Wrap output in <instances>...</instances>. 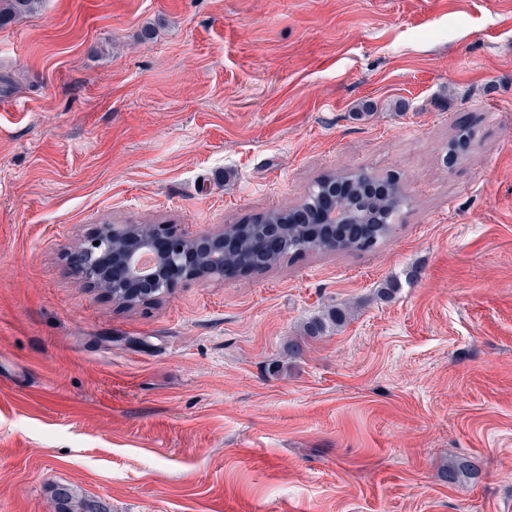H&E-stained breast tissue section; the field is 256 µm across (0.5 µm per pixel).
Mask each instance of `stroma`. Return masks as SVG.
<instances>
[{
  "instance_id": "obj_1",
  "label": "stroma",
  "mask_w": 512,
  "mask_h": 512,
  "mask_svg": "<svg viewBox=\"0 0 512 512\" xmlns=\"http://www.w3.org/2000/svg\"><path fill=\"white\" fill-rule=\"evenodd\" d=\"M0 94V512H512V0H43ZM361 168L411 200L369 251L132 307L69 264ZM51 500L54 512H111L103 501L80 495L70 484L54 485Z\"/></svg>"
}]
</instances>
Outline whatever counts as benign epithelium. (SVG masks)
Wrapping results in <instances>:
<instances>
[{"label": "benign epithelium", "instance_id": "obj_1", "mask_svg": "<svg viewBox=\"0 0 512 512\" xmlns=\"http://www.w3.org/2000/svg\"><path fill=\"white\" fill-rule=\"evenodd\" d=\"M146 251L154 252L155 257L148 273L136 266V257ZM223 252L222 228L187 237L166 224H103L79 248L78 262L73 268L84 282L97 288L121 287V282L109 276L117 267L126 281L142 282L152 291H171L176 283L164 279L170 268L185 267L181 278L186 281L224 276V266L203 265V259H215Z\"/></svg>", "mask_w": 512, "mask_h": 512}]
</instances>
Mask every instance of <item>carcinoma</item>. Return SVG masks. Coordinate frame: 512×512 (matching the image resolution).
Listing matches in <instances>:
<instances>
[{
    "mask_svg": "<svg viewBox=\"0 0 512 512\" xmlns=\"http://www.w3.org/2000/svg\"><path fill=\"white\" fill-rule=\"evenodd\" d=\"M42 0H0V26L16 18L34 13ZM377 177L365 169L348 172L336 177V182L343 185L336 195H330V189L322 181H317L304 200L303 212L320 217L329 216V211L350 209L360 218L361 231L356 235L343 233L336 235L335 245L327 242L328 234L324 225L294 224L291 213H274L250 224H237L233 227L236 234L234 242L237 249L224 252L223 264L246 266H272L287 256H299L309 251H366L374 248L379 241L386 238L408 206V199L395 178H386L388 193L381 200L364 195L361 188ZM281 224L282 245L274 254H261L252 249L255 240L264 235L267 224ZM346 310L330 308L326 318H315L308 323L305 332L311 337H318L327 330V324L336 327L346 319ZM54 512H111L103 501L83 496L69 484L58 483L51 490Z\"/></svg>",
    "mask_w": 512,
    "mask_h": 512,
    "instance_id": "carcinoma-1",
    "label": "carcinoma"
}]
</instances>
